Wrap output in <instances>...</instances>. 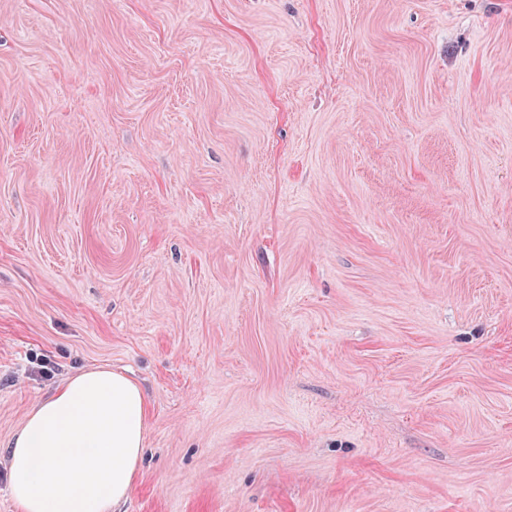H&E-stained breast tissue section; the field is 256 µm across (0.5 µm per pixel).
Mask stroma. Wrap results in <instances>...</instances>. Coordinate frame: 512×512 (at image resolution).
I'll return each instance as SVG.
<instances>
[{
    "mask_svg": "<svg viewBox=\"0 0 512 512\" xmlns=\"http://www.w3.org/2000/svg\"><path fill=\"white\" fill-rule=\"evenodd\" d=\"M101 365L118 512H512V0H0V512Z\"/></svg>",
    "mask_w": 512,
    "mask_h": 512,
    "instance_id": "1",
    "label": "stroma"
}]
</instances>
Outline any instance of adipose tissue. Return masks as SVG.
I'll list each match as a JSON object with an SVG mask.
<instances>
[{
	"instance_id": "adipose-tissue-1",
	"label": "adipose tissue",
	"mask_w": 512,
	"mask_h": 512,
	"mask_svg": "<svg viewBox=\"0 0 512 512\" xmlns=\"http://www.w3.org/2000/svg\"><path fill=\"white\" fill-rule=\"evenodd\" d=\"M147 401L124 373L100 366L65 379L7 445L20 512H113L143 451Z\"/></svg>"
}]
</instances>
